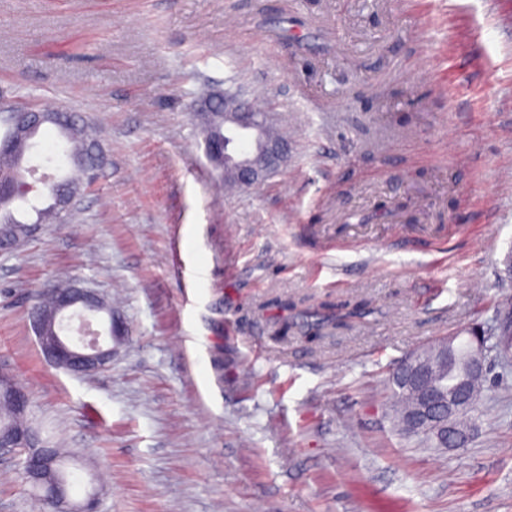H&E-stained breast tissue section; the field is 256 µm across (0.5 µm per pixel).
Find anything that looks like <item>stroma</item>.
<instances>
[{
  "label": "stroma",
  "mask_w": 512,
  "mask_h": 512,
  "mask_svg": "<svg viewBox=\"0 0 512 512\" xmlns=\"http://www.w3.org/2000/svg\"><path fill=\"white\" fill-rule=\"evenodd\" d=\"M240 94L288 141L216 192L197 116ZM0 96L75 112L96 182L0 250V369L99 512H512V375L462 448L395 432L386 380L512 295V0H0ZM122 325L88 375L34 295ZM362 315L322 328L339 303ZM0 464V512H36ZM65 289L58 288L46 293L33 307V311L38 309L39 315L49 326L56 312V293ZM100 299L95 289L76 284L58 295L57 306L60 315L52 332L46 333L40 317L36 316L35 328L39 346L49 363L76 373H91L112 362V341L122 336L118 335L119 329L112 322L111 311L106 315L107 341L101 342L102 332L93 328V321L102 314ZM74 317L80 321L78 336L68 334L73 331L71 320Z\"/></svg>",
  "instance_id": "35a3bbf8"
}]
</instances>
